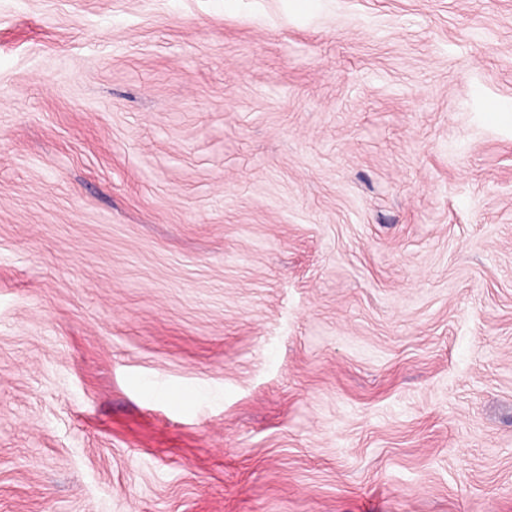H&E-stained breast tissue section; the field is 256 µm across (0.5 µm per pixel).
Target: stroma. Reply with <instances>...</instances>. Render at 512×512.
Returning <instances> with one entry per match:
<instances>
[{"mask_svg":"<svg viewBox=\"0 0 512 512\" xmlns=\"http://www.w3.org/2000/svg\"><path fill=\"white\" fill-rule=\"evenodd\" d=\"M0 512H512V0H0Z\"/></svg>","mask_w":512,"mask_h":512,"instance_id":"stroma-1","label":"stroma"}]
</instances>
